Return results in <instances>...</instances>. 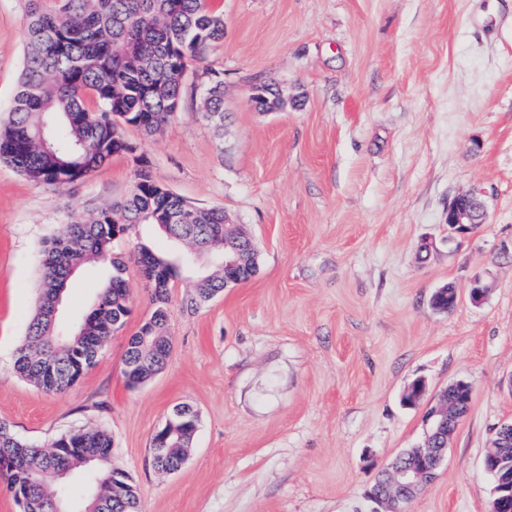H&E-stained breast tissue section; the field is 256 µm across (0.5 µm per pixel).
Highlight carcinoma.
Instances as JSON below:
<instances>
[{"mask_svg":"<svg viewBox=\"0 0 512 512\" xmlns=\"http://www.w3.org/2000/svg\"><path fill=\"white\" fill-rule=\"evenodd\" d=\"M26 0L27 52L11 111L0 124V163L19 175L54 189L89 178L107 159L132 150L121 126L155 135L181 109L182 77L204 50L224 40V17L208 0ZM223 78L206 90L205 117L224 126ZM279 93L264 86L257 109L272 112ZM135 224H156L170 238L191 244L224 263V210L199 208L155 181L147 158L135 169L129 193L61 225L42 241V280L34 316L16 350L21 377L46 393L74 387L94 366L104 344L131 313L127 265L114 256L122 240L112 232ZM134 261L152 279L149 332L138 330L124 355V375L143 382L161 370L171 351L169 288L182 266L146 246ZM111 267L90 312L77 329L59 334L54 301L72 274L87 263ZM224 292V268L201 277L185 307L195 310ZM157 438L163 453L154 458L165 473L178 471L194 437L195 411ZM0 473L7 490H21L31 512H139L138 496L128 485L118 496L112 485V439L103 429L78 428L60 436L48 451L18 438L0 422Z\"/></svg>","mask_w":512,"mask_h":512,"instance_id":"carcinoma-1","label":"carcinoma"}]
</instances>
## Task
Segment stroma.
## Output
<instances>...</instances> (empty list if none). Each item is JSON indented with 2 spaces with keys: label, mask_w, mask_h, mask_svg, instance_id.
Returning <instances> with one entry per match:
<instances>
[{
  "label": "stroma",
  "mask_w": 512,
  "mask_h": 512,
  "mask_svg": "<svg viewBox=\"0 0 512 512\" xmlns=\"http://www.w3.org/2000/svg\"><path fill=\"white\" fill-rule=\"evenodd\" d=\"M224 39L183 81L180 112L155 136L122 129L153 178L221 208L255 240L258 270L194 312L205 258L171 284L166 367L129 387L127 340L152 301L136 265L132 314L71 390L48 394L14 370L38 297L41 242L88 206L127 194L119 154L84 183L50 190L0 165V421L41 447L79 427L112 438L141 512H374L382 465L422 442V417L449 384L471 402L437 478L407 512H489L484 456L512 421V0H210ZM25 0H0V121L21 69ZM224 74V128L202 106ZM285 105L255 110L253 83ZM480 193L487 222L448 240V203ZM174 257L152 224L115 244ZM103 265L77 271L59 327L90 310ZM481 278L480 303L467 290ZM450 284L452 312L430 305ZM427 392L413 407L414 379ZM199 415L182 468L162 474L151 440L173 407Z\"/></svg>",
  "instance_id": "35a3bbf8"
}]
</instances>
